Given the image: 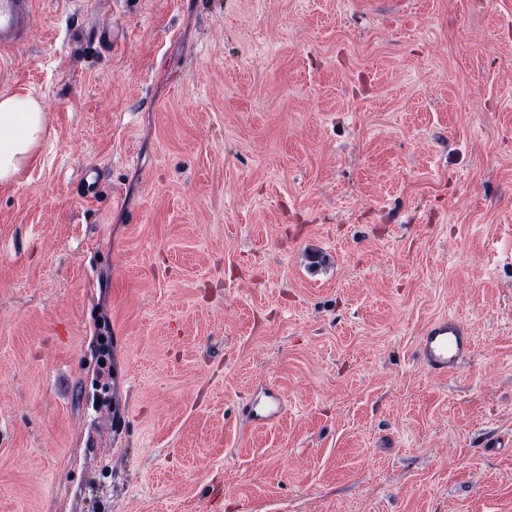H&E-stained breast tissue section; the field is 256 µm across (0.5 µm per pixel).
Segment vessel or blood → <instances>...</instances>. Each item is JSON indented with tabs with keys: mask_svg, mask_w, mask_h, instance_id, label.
Segmentation results:
<instances>
[{
	"mask_svg": "<svg viewBox=\"0 0 512 512\" xmlns=\"http://www.w3.org/2000/svg\"><path fill=\"white\" fill-rule=\"evenodd\" d=\"M35 0H0V52L24 43L31 31ZM103 180L97 167L85 168L79 181L82 197L94 199ZM473 348L469 327L454 316L430 322L419 336L415 355L425 369L437 377H448L460 369ZM282 400L275 387H268L249 409L250 420L263 423L277 417Z\"/></svg>",
	"mask_w": 512,
	"mask_h": 512,
	"instance_id": "obj_1",
	"label": "vessel or blood"
}]
</instances>
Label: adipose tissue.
Wrapping results in <instances>:
<instances>
[{
	"mask_svg": "<svg viewBox=\"0 0 512 512\" xmlns=\"http://www.w3.org/2000/svg\"><path fill=\"white\" fill-rule=\"evenodd\" d=\"M46 132L44 110L30 96H0V182L11 181Z\"/></svg>",
	"mask_w": 512,
	"mask_h": 512,
	"instance_id": "ef3b65f1",
	"label": "adipose tissue"
}]
</instances>
